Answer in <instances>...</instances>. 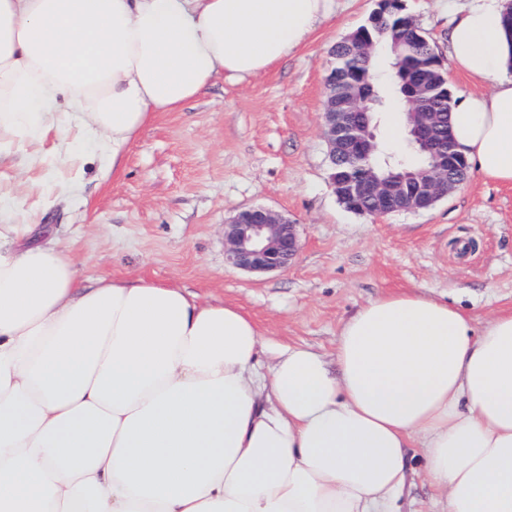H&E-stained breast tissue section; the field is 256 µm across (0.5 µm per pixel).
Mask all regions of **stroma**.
I'll return each mask as SVG.
<instances>
[{
	"instance_id": "obj_1",
	"label": "stroma",
	"mask_w": 512,
	"mask_h": 512,
	"mask_svg": "<svg viewBox=\"0 0 512 512\" xmlns=\"http://www.w3.org/2000/svg\"><path fill=\"white\" fill-rule=\"evenodd\" d=\"M404 4L447 58L437 0ZM376 6L336 0L335 18L283 62L244 80L218 77L177 111L155 113L119 168L88 141L70 169L49 154L27 177L0 165V215L36 213L84 277L174 283L240 307L272 344L329 361L342 323L385 293L417 290L482 326L512 308V186L473 173L428 211L376 218L347 210L329 185L321 112L330 50ZM32 178L70 194L46 205ZM256 205L296 222L302 247L288 269L253 275L225 263V221ZM411 467L401 512H441L420 458Z\"/></svg>"
}]
</instances>
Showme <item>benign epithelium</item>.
<instances>
[{
  "label": "benign epithelium",
  "instance_id": "benign-epithelium-1",
  "mask_svg": "<svg viewBox=\"0 0 512 512\" xmlns=\"http://www.w3.org/2000/svg\"><path fill=\"white\" fill-rule=\"evenodd\" d=\"M375 77L366 75L347 99L348 111H337L335 74L325 82L323 134L328 158L341 154L369 153L376 136L368 128L355 125L354 118L367 88ZM415 144L428 151L437 128V113L419 110L407 113ZM459 159L448 153H432L429 163L418 167V182L405 183L382 178L373 170L364 171L347 193L348 204L368 215L381 217L398 212H422L447 197L464 178L457 174ZM301 241L297 224L287 216L265 206H252L237 212L224 224L226 262L249 273H267L289 267L297 257Z\"/></svg>",
  "mask_w": 512,
  "mask_h": 512
}]
</instances>
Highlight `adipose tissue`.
<instances>
[{"instance_id": "obj_1", "label": "adipose tissue", "mask_w": 512, "mask_h": 512, "mask_svg": "<svg viewBox=\"0 0 512 512\" xmlns=\"http://www.w3.org/2000/svg\"><path fill=\"white\" fill-rule=\"evenodd\" d=\"M452 12L454 68L488 81L456 148L512 185L506 0ZM336 0H0V156L92 141L119 163L157 112L265 72ZM0 224V512H395L422 448L445 512H512V310L474 329L414 291L342 326L336 364L270 348L239 307L98 277ZM271 352L270 363L261 355Z\"/></svg>"}]
</instances>
